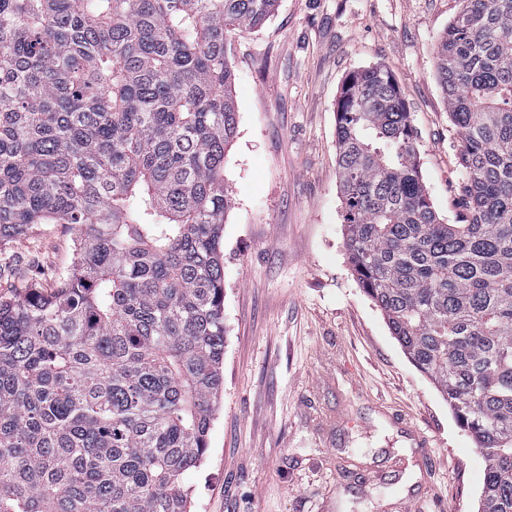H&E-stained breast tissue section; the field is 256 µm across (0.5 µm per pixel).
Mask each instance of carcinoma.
<instances>
[{
  "mask_svg": "<svg viewBox=\"0 0 512 512\" xmlns=\"http://www.w3.org/2000/svg\"><path fill=\"white\" fill-rule=\"evenodd\" d=\"M278 0H0V244L84 228L72 268L0 299V512H190L224 391L226 35ZM463 224L421 175L392 69L336 107L344 250L512 512V0H460L434 48Z\"/></svg>",
  "mask_w": 512,
  "mask_h": 512,
  "instance_id": "carcinoma-1",
  "label": "carcinoma"
}]
</instances>
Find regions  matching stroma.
<instances>
[{"mask_svg": "<svg viewBox=\"0 0 512 512\" xmlns=\"http://www.w3.org/2000/svg\"><path fill=\"white\" fill-rule=\"evenodd\" d=\"M459 0H279L231 32L238 129L224 183V393L191 512H477L485 462L391 335L343 249L336 100L356 69L389 65L443 222L458 203L460 136L434 45ZM80 227L40 224L0 245V296L52 289Z\"/></svg>", "mask_w": 512, "mask_h": 512, "instance_id": "1", "label": "stroma"}]
</instances>
